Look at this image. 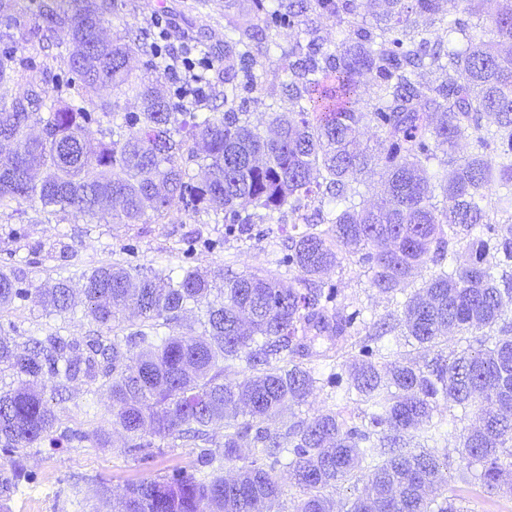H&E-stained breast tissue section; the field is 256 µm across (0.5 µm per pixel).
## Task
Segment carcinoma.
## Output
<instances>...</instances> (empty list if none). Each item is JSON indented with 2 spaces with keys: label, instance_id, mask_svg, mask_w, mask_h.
I'll use <instances>...</instances> for the list:
<instances>
[{
  "label": "carcinoma",
  "instance_id": "1",
  "mask_svg": "<svg viewBox=\"0 0 512 512\" xmlns=\"http://www.w3.org/2000/svg\"><path fill=\"white\" fill-rule=\"evenodd\" d=\"M16 2L0 0V209L38 204L131 226L163 217L176 198L194 216L222 207L225 233L240 237L286 208L298 222L279 263L299 276L294 286L268 273L230 275L215 296L197 268L174 277L107 264L83 274V295L85 314L111 335L19 342L1 333L0 371L16 378L0 388V450L9 455L0 465L1 510L28 477V449L86 439L58 431L41 390L48 380L61 402L76 383L109 392L98 448L119 432L145 463L157 438L203 444L194 473L144 477L115 498L100 484L96 494L112 498V512H268L284 493L283 468L302 492L293 512H333L327 491L353 479L364 488L347 512H463L453 498L436 507L427 498L448 454L409 449L417 437L445 435L433 422L443 402L479 420L460 434L465 470L479 467L474 479L489 493L512 492V321L501 307L512 293V223L490 215L495 201L512 197V52L500 49L512 45V0H468L472 17L494 5L496 42L461 18L431 35L440 0H225L221 114L191 94L175 103L158 80L136 73L137 57L156 73L165 59L139 28L104 37L114 0H45L30 14ZM323 18L336 21L335 39L323 35ZM282 25L296 33L286 50L274 32ZM60 29L70 35L57 55L65 81L25 55L54 43ZM274 53L289 106L270 113L266 136L236 103L263 89L259 58ZM424 72L435 80H421ZM104 90L134 98L137 111H120ZM486 113L494 125L484 124ZM92 123L101 138L87 136ZM364 123L381 133L377 153L358 139ZM460 140L469 155H455ZM434 142L448 146L436 181ZM191 164L206 169L204 179L189 173ZM373 165L386 196L367 207L355 198ZM437 190L454 202L446 214L433 203ZM304 200L316 204L313 215L300 213ZM344 254L392 296L427 263L448 262L402 306L403 336L434 353L424 365L396 363L382 379L378 341L396 324L353 340L363 310L338 285L315 280ZM17 300L73 311L69 280L24 288L0 271V309ZM191 304L201 332L159 334ZM129 308L139 319L133 331L123 325ZM447 328L482 335L447 353L438 348ZM348 347L345 371L324 376L308 366ZM236 360L249 374L227 381L224 362ZM319 384L356 394L360 422L331 410L283 430L264 426ZM243 448L253 449L248 461ZM237 462L235 478L224 479Z\"/></svg>",
  "mask_w": 512,
  "mask_h": 512
}]
</instances>
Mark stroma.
Segmentation results:
<instances>
[{
    "label": "stroma",
    "mask_w": 512,
    "mask_h": 512,
    "mask_svg": "<svg viewBox=\"0 0 512 512\" xmlns=\"http://www.w3.org/2000/svg\"><path fill=\"white\" fill-rule=\"evenodd\" d=\"M155 14L163 16L162 28L151 24ZM127 26L141 28L166 50L178 48L191 38L201 41L202 49L191 52V59L214 66L224 48V0H117L112 28L119 31ZM293 222L291 214H274L256 226L251 240L242 241L225 236L222 216L213 214L204 221L189 215L177 201L171 203L161 220L131 227L73 211L50 216L31 208L18 213L4 209L0 211V270L35 287L69 276L76 291L82 288V272L108 263L177 272L201 268L218 278L262 271L290 282L294 272L276 265L274 257L281 252ZM321 278L340 282L346 300L365 307L368 322L402 317L395 301L371 288L367 273L353 258L343 259ZM97 329V324L79 309L57 315L31 301L19 300L0 310V332L12 336L58 331L80 339ZM108 406L106 392L89 394L81 389L58 404L61 429L85 433L86 438L81 442L65 441L54 448L46 445L31 449L26 465L33 478L21 494L13 497L10 512H112L111 501L94 497L99 483H107L117 495L127 483L146 476L194 470L196 449L178 440L161 441L160 452L147 467L126 453L127 442L120 434H113L110 447H94L91 436L109 419ZM459 444L455 435L434 444L436 453L447 454L452 480L432 488L430 498L459 499L466 512H512V495L491 496L477 481L459 479L463 467Z\"/></svg>",
    "instance_id": "stroma-1"
}]
</instances>
